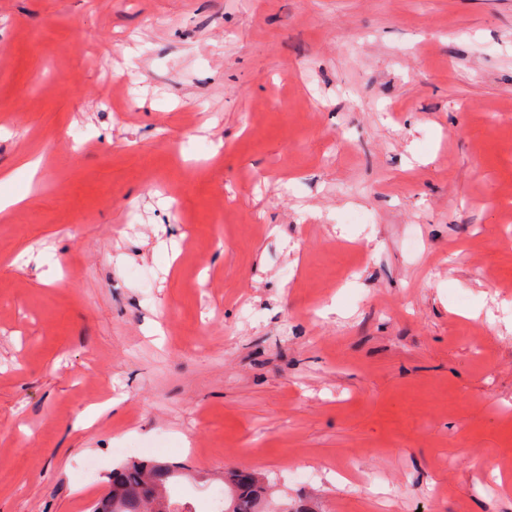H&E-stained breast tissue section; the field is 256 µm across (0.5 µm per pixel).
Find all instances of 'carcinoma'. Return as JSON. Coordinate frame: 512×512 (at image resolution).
I'll list each match as a JSON object with an SVG mask.
<instances>
[{
	"mask_svg": "<svg viewBox=\"0 0 512 512\" xmlns=\"http://www.w3.org/2000/svg\"><path fill=\"white\" fill-rule=\"evenodd\" d=\"M186 476L185 468L176 463H127L112 473L109 492L92 506V512H192L177 495ZM227 483L221 512H261L260 474L231 471Z\"/></svg>",
	"mask_w": 512,
	"mask_h": 512,
	"instance_id": "carcinoma-1",
	"label": "carcinoma"
}]
</instances>
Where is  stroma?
I'll return each instance as SVG.
<instances>
[{"instance_id":"stroma-1","label":"stroma","mask_w":512,"mask_h":512,"mask_svg":"<svg viewBox=\"0 0 512 512\" xmlns=\"http://www.w3.org/2000/svg\"><path fill=\"white\" fill-rule=\"evenodd\" d=\"M8 173L0 512H512V0H0ZM186 476L178 463H127L112 473L109 492L92 512H192L177 495ZM227 479V481H225ZM224 484L228 483L227 495L221 486H214L210 489L209 495L212 500L224 509L221 512H261V494L263 486L260 474L250 471L243 474L235 470L228 473Z\"/></svg>"}]
</instances>
